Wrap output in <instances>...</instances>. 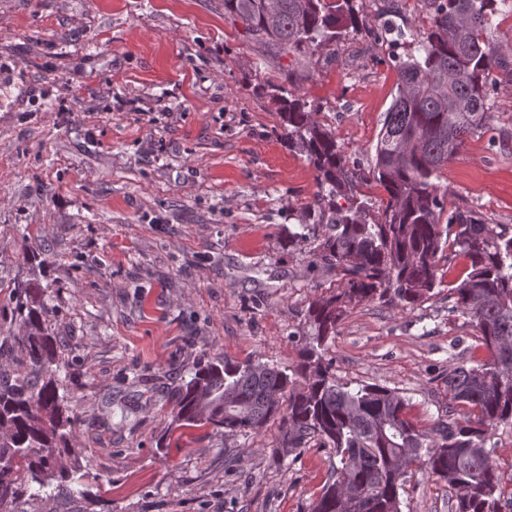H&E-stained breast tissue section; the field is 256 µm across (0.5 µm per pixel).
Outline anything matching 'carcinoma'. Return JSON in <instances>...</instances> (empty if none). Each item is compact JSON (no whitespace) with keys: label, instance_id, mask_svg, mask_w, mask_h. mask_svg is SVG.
Returning <instances> with one entry per match:
<instances>
[{"label":"carcinoma","instance_id":"1","mask_svg":"<svg viewBox=\"0 0 512 512\" xmlns=\"http://www.w3.org/2000/svg\"><path fill=\"white\" fill-rule=\"evenodd\" d=\"M422 3L429 25L416 53L396 58V94L375 146L372 176L386 193L377 216L356 198L353 170L307 101L269 85L280 105L278 136L306 156L318 184L309 205L318 220L288 231V247L309 249L339 280L310 303L312 334L292 373L224 357L174 393L176 420L190 426L246 435L278 419L284 434L274 455L312 442L331 449L336 463L310 512H402L400 490L416 465L448 485L454 512H503L512 503L491 443L498 426L512 425V228L448 208L435 183L486 128L496 75L512 72V45L493 36L494 18L512 10V0ZM361 8L357 0H224V16L248 39L295 59L363 28ZM458 262L464 269L450 288L452 311L476 323L483 356L448 373V407L422 429L397 390L340 383L327 342L350 305L388 295L418 305ZM43 295L39 285L25 287L13 311L23 357L0 369V512H17L20 491L33 500L83 493L78 469L63 461L74 419L59 394L64 363Z\"/></svg>","mask_w":512,"mask_h":512}]
</instances>
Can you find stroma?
<instances>
[{"label":"stroma","mask_w":512,"mask_h":512,"mask_svg":"<svg viewBox=\"0 0 512 512\" xmlns=\"http://www.w3.org/2000/svg\"><path fill=\"white\" fill-rule=\"evenodd\" d=\"M366 27L293 63L247 41L224 0H0V343L16 334L20 287L41 283L77 417L64 459L83 497L28 512H309L330 449L275 458L278 424L227 436L180 427L173 392L216 357L290 369L306 311L338 284L288 232L307 223L313 168L278 134L267 84L293 85L336 138L361 199L396 92L385 24L428 25L421 0L397 13L363 0ZM382 37H375V30ZM493 117L437 181L449 205L512 225V77ZM414 307L352 305L328 356L340 382L401 392L419 424L448 403L478 331L447 286ZM402 512H452L426 470Z\"/></svg>","instance_id":"obj_1"}]
</instances>
